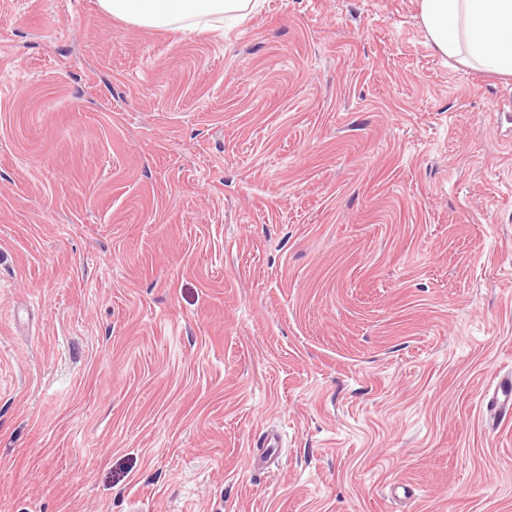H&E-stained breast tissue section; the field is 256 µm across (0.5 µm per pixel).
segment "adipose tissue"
Wrapping results in <instances>:
<instances>
[{"instance_id": "1", "label": "adipose tissue", "mask_w": 512, "mask_h": 512, "mask_svg": "<svg viewBox=\"0 0 512 512\" xmlns=\"http://www.w3.org/2000/svg\"><path fill=\"white\" fill-rule=\"evenodd\" d=\"M113 18L165 29L241 17L253 0H98ZM420 20L448 59L512 75V0H420Z\"/></svg>"}]
</instances>
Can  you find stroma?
<instances>
[{"label": "stroma", "instance_id": "35a3bbf8", "mask_svg": "<svg viewBox=\"0 0 512 512\" xmlns=\"http://www.w3.org/2000/svg\"><path fill=\"white\" fill-rule=\"evenodd\" d=\"M419 3L0 0V512H512V76ZM98 4L113 18L155 29L188 20L208 26L211 21L241 17L257 6L251 0H98ZM487 409L494 412L495 417L504 418L512 413V377H501L494 388L492 396L488 400Z\"/></svg>", "mask_w": 512, "mask_h": 512}]
</instances>
